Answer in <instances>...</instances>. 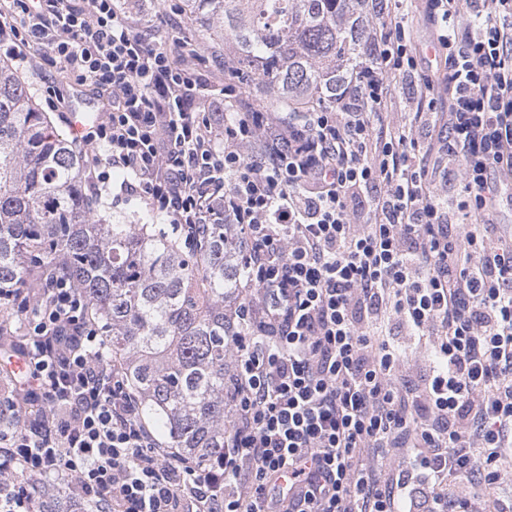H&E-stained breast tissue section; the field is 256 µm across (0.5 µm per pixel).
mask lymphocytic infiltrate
I'll use <instances>...</instances> for the list:
<instances>
[{
    "label": "lymphocytic infiltrate",
    "mask_w": 512,
    "mask_h": 512,
    "mask_svg": "<svg viewBox=\"0 0 512 512\" xmlns=\"http://www.w3.org/2000/svg\"><path fill=\"white\" fill-rule=\"evenodd\" d=\"M125 2L0 0V43L111 95L84 137L99 182L125 171L120 193L186 243L219 221L246 243L224 456L206 468L162 448L105 367L87 299L54 278L23 300L28 339L10 351L46 423L0 434L8 512H31L60 471L96 512H512L494 495L512 461V235L496 222L512 180V0H426L439 79L418 72L408 0H394L374 61L288 120L221 115L202 56L136 32ZM394 77L416 99L398 126L383 122ZM442 113L444 138L419 142ZM440 181L458 182L456 200ZM395 323L431 349L418 383L398 373ZM405 448L396 474L367 462Z\"/></svg>",
    "instance_id": "obj_1"
}]
</instances>
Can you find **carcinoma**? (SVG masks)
<instances>
[{
	"label": "carcinoma",
	"mask_w": 512,
	"mask_h": 512,
	"mask_svg": "<svg viewBox=\"0 0 512 512\" xmlns=\"http://www.w3.org/2000/svg\"><path fill=\"white\" fill-rule=\"evenodd\" d=\"M383 0H183L195 39L233 48L234 64L290 112L336 101L371 62ZM81 151L56 133L11 59L0 57V313L40 277L64 275L105 329L110 363L146 425L198 464L224 457L233 341L244 334V251L231 224H208L195 247L154 224H111L83 188ZM23 333L0 319V348ZM29 406L0 413L7 428ZM38 497L34 512H76Z\"/></svg>",
	"instance_id": "cac0c4a2"
}]
</instances>
